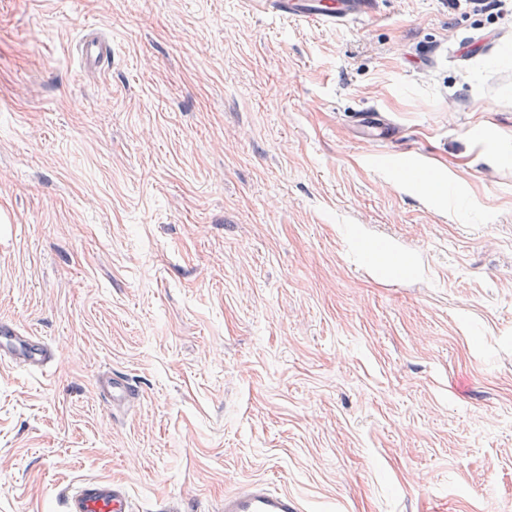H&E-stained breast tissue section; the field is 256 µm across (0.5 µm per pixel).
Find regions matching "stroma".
Segmentation results:
<instances>
[{
    "label": "stroma",
    "instance_id": "35a3bbf8",
    "mask_svg": "<svg viewBox=\"0 0 512 512\" xmlns=\"http://www.w3.org/2000/svg\"><path fill=\"white\" fill-rule=\"evenodd\" d=\"M1 318L57 360L0 362V512L94 478L136 512L254 480L302 512H512V18L0 0ZM113 369L142 389L117 421ZM79 50L85 66L89 69L99 67L111 53L109 45L93 29H89L83 37ZM98 399L107 407H112V414L117 409L135 406L141 398V390L136 383L122 371L111 370L99 374L96 378Z\"/></svg>",
    "mask_w": 512,
    "mask_h": 512
}]
</instances>
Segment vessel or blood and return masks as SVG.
<instances>
[{
    "label": "vessel or blood",
    "mask_w": 512,
    "mask_h": 512,
    "mask_svg": "<svg viewBox=\"0 0 512 512\" xmlns=\"http://www.w3.org/2000/svg\"><path fill=\"white\" fill-rule=\"evenodd\" d=\"M259 12L278 18L294 17L315 24L355 21L374 13L377 0H249ZM109 45L95 30L80 43L86 67L94 69L108 59ZM54 359L50 345L11 321L0 320V362L42 367ZM99 400L112 409L135 406L141 398L136 383L122 371L111 370L96 378ZM65 512H134L125 486L116 480H88L62 491ZM222 512H302L299 501L288 492L255 481L227 492Z\"/></svg>",
    "instance_id": "vessel-or-blood-1"
}]
</instances>
